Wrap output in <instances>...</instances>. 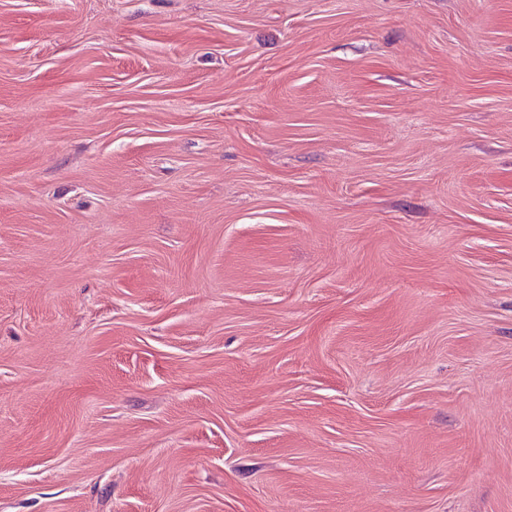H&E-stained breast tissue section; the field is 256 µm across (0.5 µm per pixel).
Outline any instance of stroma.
Instances as JSON below:
<instances>
[{"instance_id":"obj_1","label":"stroma","mask_w":512,"mask_h":512,"mask_svg":"<svg viewBox=\"0 0 512 512\" xmlns=\"http://www.w3.org/2000/svg\"><path fill=\"white\" fill-rule=\"evenodd\" d=\"M0 512H512V0H0Z\"/></svg>"}]
</instances>
